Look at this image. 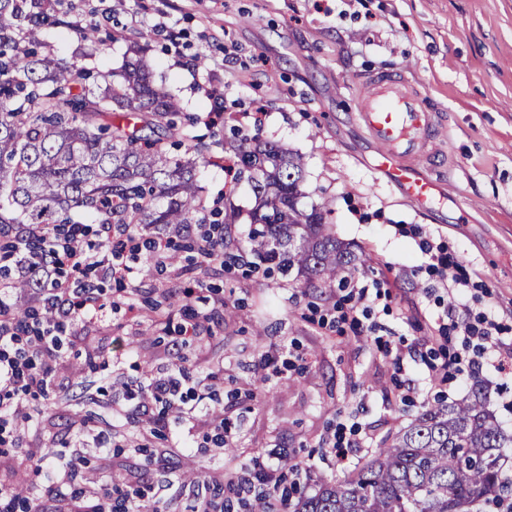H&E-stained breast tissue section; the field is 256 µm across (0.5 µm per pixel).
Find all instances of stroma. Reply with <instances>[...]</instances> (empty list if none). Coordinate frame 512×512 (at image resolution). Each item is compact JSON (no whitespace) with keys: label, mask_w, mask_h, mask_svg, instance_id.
<instances>
[{"label":"stroma","mask_w":512,"mask_h":512,"mask_svg":"<svg viewBox=\"0 0 512 512\" xmlns=\"http://www.w3.org/2000/svg\"><path fill=\"white\" fill-rule=\"evenodd\" d=\"M85 10L111 12L97 32L93 57L66 27H46L40 40L58 58L103 73L120 71L138 37L156 85L175 95L187 130L209 136L214 155L225 140L247 137L283 144L305 159L304 205L327 213L337 238L365 255L346 291L312 293L281 276L213 269L196 258L155 269L146 252L127 257L124 286L107 284L105 322L69 326L79 336L65 348L43 413L19 427V446L42 457L40 469L17 476L35 512H55L44 474L53 469L59 439L73 438L89 386L105 406L95 424L99 447H84L79 471L86 493L107 477L148 485L168 512H182L189 478L224 481L241 465L271 461L284 451L313 470L343 475L333 449H321L336 428L359 429L373 440L406 426L421 405L466 396L474 382L490 391L491 410L512 434V367L479 370L447 387L406 393L395 375L425 371L431 353L448 344V300L459 294L465 315L492 313L493 338L512 350V0H75ZM170 22L159 32L160 16ZM403 74L439 119L434 158L435 209L424 212L375 170V146L356 119L355 95L366 77ZM222 96L228 121L209 122ZM202 197L215 207L231 196L241 216L239 240L250 229L253 195L247 180L222 166L197 171ZM368 288L371 312L354 324L343 308L349 291ZM168 294L171 305L149 314L146 301ZM234 317H213L216 303ZM208 314L197 342L181 343L187 308ZM106 351L98 372L85 366L86 347ZM411 348L396 367L393 352ZM179 376L193 393L212 374L209 409L223 412L232 438L244 444L235 463L196 427L182 447L180 426L154 435L157 407L138 409L129 397L143 373ZM264 390L252 389L255 375Z\"/></svg>","instance_id":"1"}]
</instances>
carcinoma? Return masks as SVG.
<instances>
[{
  "mask_svg": "<svg viewBox=\"0 0 512 512\" xmlns=\"http://www.w3.org/2000/svg\"><path fill=\"white\" fill-rule=\"evenodd\" d=\"M61 0H0V224H98L164 229L210 224L218 211L202 204L196 165L211 159V143L195 136L185 157L166 141L182 134L179 101L154 84L143 62L120 80L94 89V77L55 56L38 40L45 26L63 25ZM236 177L251 182L253 229L248 246L231 235L239 210L224 199V264L250 253L255 262L294 275L298 287L321 290L351 280L366 260L341 241L320 209H306L304 157L242 138L229 144ZM512 435L501 428L481 384L451 404L427 403L410 424L381 441L342 477L309 476L297 485L288 512H473L512 492L502 478ZM111 512H141L138 491L108 482ZM262 512L260 499H233L224 486L186 512Z\"/></svg>",
  "mask_w": 512,
  "mask_h": 512,
  "instance_id": "obj_1",
  "label": "carcinoma"
}]
</instances>
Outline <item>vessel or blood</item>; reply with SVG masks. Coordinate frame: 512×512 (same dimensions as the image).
I'll list each match as a JSON object with an SVG mask.
<instances>
[{
  "label": "vessel or blood",
  "mask_w": 512,
  "mask_h": 512,
  "mask_svg": "<svg viewBox=\"0 0 512 512\" xmlns=\"http://www.w3.org/2000/svg\"><path fill=\"white\" fill-rule=\"evenodd\" d=\"M357 118L377 150L376 170L420 208L432 209L438 185L425 171V138L438 136L434 112L402 76H373L359 96Z\"/></svg>",
  "instance_id": "1"
}]
</instances>
